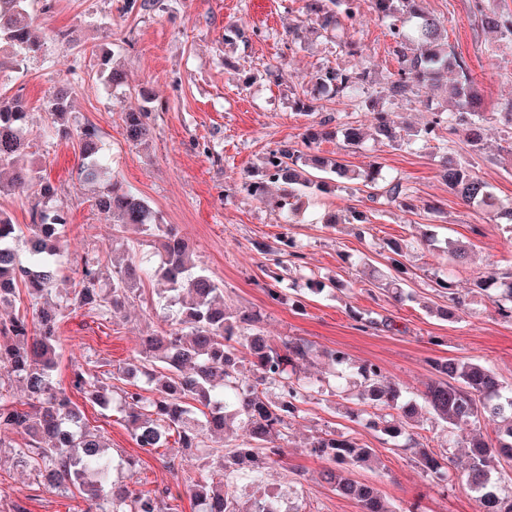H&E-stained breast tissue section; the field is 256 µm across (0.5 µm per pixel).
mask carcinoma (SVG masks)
<instances>
[{
  "label": "carcinoma",
  "mask_w": 512,
  "mask_h": 512,
  "mask_svg": "<svg viewBox=\"0 0 512 512\" xmlns=\"http://www.w3.org/2000/svg\"><path fill=\"white\" fill-rule=\"evenodd\" d=\"M35 0H0V71H19L23 61L42 50L35 37ZM373 9L388 24L399 69L390 81L388 96L404 97L424 83H437L455 74L451 86L454 111L436 112L431 121L402 135L377 103H365L373 115L374 135L381 141L400 144L437 139L442 125L455 132L463 127L471 151H479L485 121L479 111L480 99L473 76L462 58L448 43V33L435 15L425 11L422 0H371ZM355 0H303L302 14L325 32L336 34L339 46L349 54L356 44L345 37L347 25L355 22ZM481 23L512 35V17L498 12H480ZM366 72L343 68L327 69L315 75L316 85L334 97L353 95L366 82ZM44 112L52 119L59 138L75 139L78 145L77 177L96 188L93 202L112 226V249L121 250L129 260L112 270L109 288H100L106 256L85 253L76 261L77 280L60 294L55 284L60 272L58 256L68 225L65 212L51 206L54 188L40 171L26 163L29 146L28 108L20 96L0 95V196H38L31 208L30 224L21 228L0 211V304L12 302L25 287L31 314H16L0 324V368L21 383L27 400L16 401L0 384V448L8 447L7 433H22L24 445L11 450L15 466L30 472L38 483L62 493L76 489L94 502V512H164L160 494L136 491L112 480L116 461L104 437L84 422L78 404L55 379L63 346L60 322L70 307L112 312L141 297L144 279L156 276L168 285L167 306L176 308L177 319L168 328L142 340L131 360L117 368L90 373L76 365L71 369L70 387L104 408L112 398V381L135 386L141 379L152 396L123 391L126 422L137 446L154 454L168 447L171 433L175 443L189 454L197 450L217 470L192 485L198 512H279L286 497L263 494L252 504L241 502L231 491L229 475L243 473L262 482V469L285 456L281 445L264 443L284 438L288 420L296 417L299 404L320 385L303 375L300 364L316 356L307 342L292 339L276 346L261 333L258 319L246 312L224 306V289L203 272H192L196 260L171 224L146 200L124 187L118 176L104 164V149L98 130L85 123L73 125L69 89L57 88L43 98ZM332 116H322L309 126L305 140L312 143L327 134ZM128 141L138 143L151 133L149 113L125 115ZM341 133L350 147L362 144L361 128L348 122ZM265 174L245 186L261 201L268 197L269 184L284 185L277 207L287 215L298 209L305 193H333L346 184L372 189L368 200L374 204L412 208L409 188L400 180H380L381 170L370 167L356 171L341 160L313 167L307 155L292 145L280 144L264 161ZM440 176L466 205L485 210L496 222L512 224V208L497 205L490 185L473 168L445 153ZM367 215L356 209L343 215L325 213V224H364ZM154 238L159 253L155 268H144L135 256L142 242L125 236L128 228ZM24 246L25 262L17 260ZM477 287L504 318L512 317V274L491 267ZM435 379L419 399H406L402 389L389 381L381 367L364 363L354 368L359 380L357 398L376 409L370 425L411 453L415 463L428 475L448 482L446 457L424 448L413 432L414 417L430 414L446 424L448 433L468 423L495 426L496 437L469 441L465 486L478 503L477 512H512V495H502L498 482L512 480L505 466L512 463V387L505 385L488 366L465 359L448 358L432 362ZM201 413L203 419L196 418ZM309 453L324 463V479L339 494L355 500L360 512H395L370 484L354 478V470L376 461L372 449L334 433L313 438Z\"/></svg>",
  "instance_id": "carcinoma-1"
}]
</instances>
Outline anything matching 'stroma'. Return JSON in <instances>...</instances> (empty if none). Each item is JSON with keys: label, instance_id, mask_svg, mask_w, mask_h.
Masks as SVG:
<instances>
[{"label": "stroma", "instance_id": "stroma-1", "mask_svg": "<svg viewBox=\"0 0 512 512\" xmlns=\"http://www.w3.org/2000/svg\"><path fill=\"white\" fill-rule=\"evenodd\" d=\"M423 5L441 19L449 44L477 81L488 119L482 150L471 152L463 134L444 128L426 146H390L369 138L352 149L339 136L321 139L312 146L314 154L344 160L358 171L375 165L383 175L401 178L411 190L413 208L375 211L366 191L339 190L312 197L308 209L286 220L276 205L280 186H272L264 202L243 186L261 178L270 149L283 142L303 147L313 119L304 115L302 104L366 128L372 121L357 101L319 93L313 74L337 67L367 71L364 98L377 100L402 126H423L445 107L444 88L427 84L408 97L388 98L399 65L393 40L370 0H358L351 33L359 49L352 55L303 22L299 0H159L150 10L133 7L130 0H35L43 49L25 61L21 72L0 74V93L26 99L33 131L29 155L55 186V206L69 217L60 289L72 286L74 257L110 253L112 244L107 218L93 208L89 189L76 179L75 141L40 135L50 121L41 100L65 84L77 121L98 128L124 185L146 199L164 223L178 227L198 265L222 284L225 304L255 315L274 343L293 337L319 350H342L353 364L381 366L411 392L434 379L431 360L448 357L488 364L512 385V319L501 317L475 285L487 268L512 271V227L465 205L438 176L440 156L452 150L491 185L500 206L512 207V126L501 118L512 112V37L483 27L475 0H424ZM60 31L65 40L57 39ZM106 56L123 70L122 85L108 82L101 66ZM277 64L284 68L278 81L265 75ZM141 109L150 111L153 133L135 145L126 139L123 117ZM352 208L366 212L364 227L314 219L318 213ZM424 224L435 227L433 244L420 239ZM450 239L466 246L463 265L449 255ZM292 242L297 245L293 251L288 248ZM393 242L407 248L400 301L375 288L363 273L367 259L387 270ZM444 277L450 278L451 289L438 287ZM313 281L323 284L322 292L309 291ZM158 286L157 280H145L140 301L119 314L66 310L60 328L67 346L58 380L68 383L75 362L91 371L100 362L124 363L141 336L163 329ZM274 286L289 295V303L271 299L267 290ZM455 296L464 300V312L440 319L437 309L450 306ZM373 320L385 321V328H370ZM306 372L329 383L332 394L316 393L301 404L288 429L284 462L266 469L261 486L237 485L241 500L280 492L299 512H359L354 500L323 480L322 462L309 454V439L331 431L373 450L380 467L360 468L356 475L375 483L393 507L416 501L423 512H477L461 485L433 482L409 453L369 426L352 398L348 370L321 361ZM73 399L113 454L135 461L133 470L114 472V479L139 491L170 489L175 512H196L188 485L201 472L198 456L185 457L179 472L171 473L161 456L138 448L120 401L104 409L78 393ZM417 433L426 448L447 456L450 475L460 474L464 451L449 446L443 425L425 418ZM12 500L27 512H87L89 507L80 493L37 484L14 466L5 449L0 451V512H8Z\"/></svg>", "mask_w": 512, "mask_h": 512}]
</instances>
